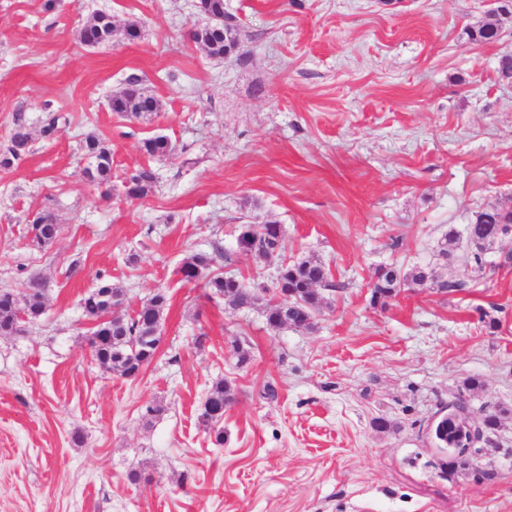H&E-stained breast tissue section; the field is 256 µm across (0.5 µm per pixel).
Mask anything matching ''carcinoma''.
Instances as JSON below:
<instances>
[{
  "label": "carcinoma",
  "mask_w": 512,
  "mask_h": 512,
  "mask_svg": "<svg viewBox=\"0 0 512 512\" xmlns=\"http://www.w3.org/2000/svg\"><path fill=\"white\" fill-rule=\"evenodd\" d=\"M115 27L112 17L96 13L83 26L79 34L80 43L87 47H96L112 41ZM468 39L476 43H491L498 39L499 27L493 21H486L477 26L465 29ZM193 39L201 44L212 58L221 59L226 51H234L238 46L239 33L235 24L231 23L224 30H215L206 26L193 31ZM137 77L129 79V87L113 96L110 101L112 112L129 120L139 119L158 111L159 103L151 95L145 94L139 87ZM30 133L26 125L18 121L10 136V145L0 153V169L9 170L27 152ZM141 150L151 159L166 158L173 155L174 147L164 136H155L142 141ZM84 156L88 159L85 172L89 179L99 183L109 181L112 173V149L105 140L95 134L86 136L83 142ZM155 172L149 165L134 169V173L126 178L127 196L144 198L152 193L155 186ZM512 225V209L487 208L476 213L473 222L467 225L466 238L470 247L464 250L465 272L481 275L485 270L483 256L486 251L494 248L500 241V228ZM57 225L54 214L49 210L39 212L29 222L30 245L44 249L53 241V228ZM284 236H276V223L267 222L257 225L255 233L247 237L240 235L237 243L240 251L251 254L265 251L270 247H283ZM215 262L214 256L196 253L187 259L179 268L182 279L186 282L205 280V287L211 293L227 299L236 307H251L259 302L253 289L242 287V283L232 275L210 274ZM280 281L288 288V307L267 300V323L273 328L285 324L311 329L314 319L325 305L321 288L331 286L328 272L324 264L315 259L307 258L281 266ZM435 287L444 293L461 291L468 287V280H437L433 272L427 268L416 267L408 272L390 265L379 268L375 281L371 286L370 302L372 305L384 306L387 300L398 291L409 285ZM122 288L107 281L100 282L87 292L81 299V307L85 315L96 322L93 334L89 339L92 355L104 368L122 377H131L141 366L150 363L155 351L156 338L154 333L161 324L167 295L163 292L154 294L144 305L129 318H123L119 326L110 321L102 320L105 310V296H118ZM45 311L43 289L41 284H33V290L24 300H19L13 293L0 290V333L17 331L20 321L19 314L36 319ZM234 388L227 380H218L212 384L203 403L200 417L224 410L232 403ZM457 417L441 418L432 427L435 448L442 452L459 444L461 430L473 431L481 440L487 434L499 430L502 420L509 410L492 409L486 411L481 425L473 428L468 421V404L464 399L455 402Z\"/></svg>",
  "instance_id": "carcinoma-1"
}]
</instances>
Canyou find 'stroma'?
<instances>
[{
	"label": "stroma",
	"instance_id": "35a3bbf8",
	"mask_svg": "<svg viewBox=\"0 0 512 512\" xmlns=\"http://www.w3.org/2000/svg\"><path fill=\"white\" fill-rule=\"evenodd\" d=\"M497 8L224 0L240 42L215 59L190 37L195 0H0V150L16 122L31 133L0 171V290L37 281L45 296L42 316L0 336V512H512V418L477 443L475 472L445 474L430 435L462 396L476 426L512 409V240L470 288L370 304L382 266L462 277L439 254L445 235L512 208V86L497 78L512 15ZM98 11L117 33L84 46ZM493 17L499 41L469 42L465 28ZM133 76L160 102L141 120L109 108ZM51 111L67 121L48 138ZM90 133L112 147L105 185L81 174ZM157 135L174 156L140 151ZM145 164L154 191L128 197ZM45 209L59 231L36 250L27 223ZM244 220L283 226L281 261L329 268L313 329L271 328L263 304L181 279L206 252L213 272L270 283L274 265L237 246ZM102 279L123 288L126 315L167 294L158 353L133 380L91 357L80 300ZM472 377L484 387L469 396ZM219 379L235 389L220 446L199 421Z\"/></svg>",
	"mask_w": 512,
	"mask_h": 512
}]
</instances>
